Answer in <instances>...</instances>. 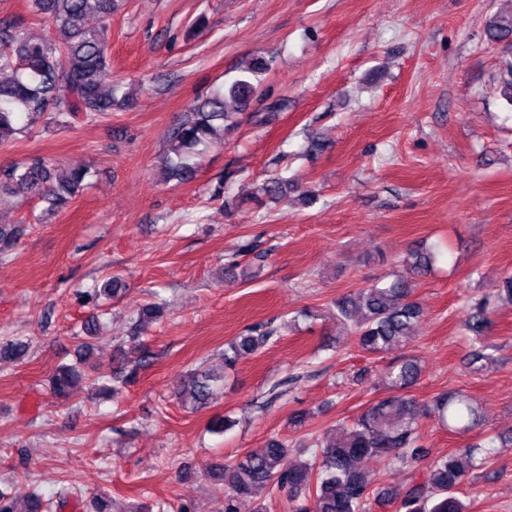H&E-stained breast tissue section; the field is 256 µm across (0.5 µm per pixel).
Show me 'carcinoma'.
<instances>
[{
    "mask_svg": "<svg viewBox=\"0 0 512 512\" xmlns=\"http://www.w3.org/2000/svg\"><path fill=\"white\" fill-rule=\"evenodd\" d=\"M31 11L49 23L45 36H34L16 23L0 22V145L11 142L32 124L46 127L70 126L97 120L116 107L130 106L129 98L117 96L112 81V49L106 27H89L85 20L96 16L112 18L118 0H29ZM488 40L506 42L499 71L503 95L512 106V15L496 17L488 26ZM257 87L247 78L234 80L227 90H216L196 98L190 110L194 119L169 127L167 149L161 159L162 178L186 182L193 179L199 161L211 145L224 140V131L238 124V111L253 100ZM90 170L71 167L56 176L53 164L41 156H31L12 167L0 169V193L36 197L48 203L47 210L63 207L86 186ZM288 179L267 180L256 202L277 200L286 195ZM23 235L22 225H0V255L6 254ZM436 252L417 246L400 261L401 271L359 288L334 303L332 317L349 329L365 352L380 354L403 349L411 339L414 325L422 318V306L412 298L414 280L430 272ZM512 304V276L499 287L472 301L464 320L473 352L470 368L481 372L492 362L486 353V335L491 313L498 301ZM278 332L266 329L248 332L226 343L224 366L236 365L240 358L256 353ZM26 352L19 342H1L0 360H18ZM422 373L410 355L384 368L386 394L352 420L336 421V428L316 438L310 448H291L288 438L273 434L259 448L250 449L223 466L206 470L224 492V512H240V501L267 490L284 495L291 512H371L372 503L393 500L401 512H467L457 496L473 470L495 447L496 438L482 439L425 462L419 419L433 414L444 428L466 434L484 425L481 407L471 396L448 391L431 403L421 405L406 395ZM79 377L73 365L59 366L50 383L54 395L70 394ZM291 375L275 384L260 402L266 410L284 395L282 388L297 382ZM217 376L207 371L191 373L184 395L194 408H203L214 397ZM505 444V440L498 441ZM300 460L288 464V456ZM382 458L393 471L412 473L404 487L373 483L361 467L366 459Z\"/></svg>",
    "mask_w": 512,
    "mask_h": 512,
    "instance_id": "carcinoma-1",
    "label": "carcinoma"
}]
</instances>
